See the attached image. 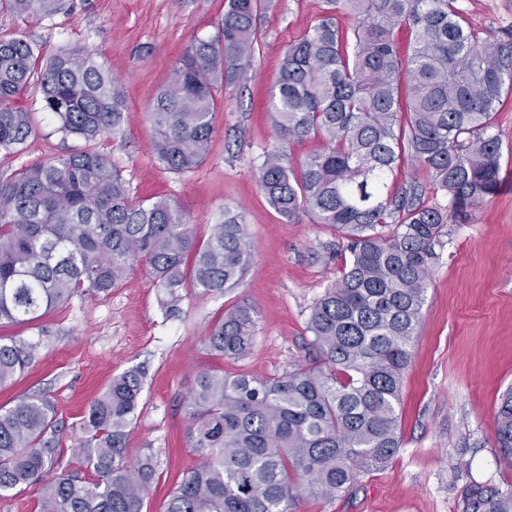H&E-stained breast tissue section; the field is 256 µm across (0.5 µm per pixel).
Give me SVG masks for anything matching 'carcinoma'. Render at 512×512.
Instances as JSON below:
<instances>
[{
    "instance_id": "obj_1",
    "label": "carcinoma",
    "mask_w": 512,
    "mask_h": 512,
    "mask_svg": "<svg viewBox=\"0 0 512 512\" xmlns=\"http://www.w3.org/2000/svg\"><path fill=\"white\" fill-rule=\"evenodd\" d=\"M62 0H0L17 15L48 17ZM263 0H229L209 39H194L156 94L152 149L175 173L210 152L217 93L253 59ZM356 24L343 31L336 14ZM37 83L41 109L63 138L90 142L128 120L123 84L94 53L66 49L44 60L20 34L0 36V153L26 148L31 113L13 99ZM512 92V30L491 40L458 0H324L319 22L288 46L267 112L282 143L319 137L325 149L294 165L265 154L260 186L292 220L310 217L342 236L349 260L307 323L321 365L283 377L203 371L184 412L186 447L201 464L170 492L165 512H295L302 496H347L362 471L384 468L401 447L403 378L427 300L434 246L500 184L495 133ZM409 162L423 177L395 182ZM446 194L432 204L426 190ZM245 216L230 209L205 240L166 199L135 201L110 159L71 150L0 179V324L34 320L82 288L107 294L140 262L174 311L191 261L192 287L222 294L251 263ZM257 315L242 302L215 323L208 344L245 357ZM37 345L0 341V386L34 359ZM135 368L112 378L80 423L77 452L91 473L54 466L53 403L26 397L0 408V495L40 486L42 512H142L153 455L127 459L142 394ZM495 440L512 469V387L500 398ZM464 512H512V484L473 483Z\"/></svg>"
}]
</instances>
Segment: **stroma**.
Returning <instances> with one entry per match:
<instances>
[{
	"label": "stroma",
	"mask_w": 512,
	"mask_h": 512,
	"mask_svg": "<svg viewBox=\"0 0 512 512\" xmlns=\"http://www.w3.org/2000/svg\"><path fill=\"white\" fill-rule=\"evenodd\" d=\"M229 0H64L49 17L0 11V35L19 31L42 58L65 48L98 54L125 87L129 119L114 135L63 140L40 109L38 88L17 100L32 112L36 134L24 153H0V176L66 150L92 146L111 157L138 200L165 198L191 216L207 239L216 215L230 208L248 223L252 264L221 295L181 288L179 312L166 314L161 289L141 264L110 293H74L35 321L0 328V336L37 344L35 360L0 387V406L44 395L56 406L60 467L78 473L73 454L79 422L113 377L146 372L129 428L128 457L152 453L158 463L143 512H164L169 492L200 463L185 445L182 402L202 371L277 378L313 365L307 321L334 285L344 261L334 228L303 216L288 221L267 203L258 181L266 152L279 147L265 102L288 45L314 26L322 0H267L258 51L225 86L211 151L195 170L169 172L151 149L148 112L185 46L215 34ZM466 15L491 37L512 27V0H463ZM502 141L498 191L463 224L449 223L430 265V288L403 379L402 444L384 470L360 474L343 499L302 497L296 512H463L470 484L506 488L494 443L500 395L512 386V95L497 115ZM247 301L259 331L249 355L229 361L208 336L225 310Z\"/></svg>",
	"instance_id": "stroma-1"
}]
</instances>
